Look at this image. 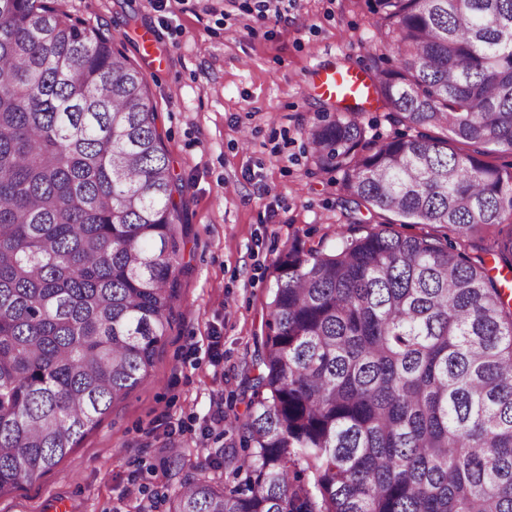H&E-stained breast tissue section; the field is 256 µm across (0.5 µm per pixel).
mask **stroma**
Masks as SVG:
<instances>
[{
    "mask_svg": "<svg viewBox=\"0 0 512 512\" xmlns=\"http://www.w3.org/2000/svg\"><path fill=\"white\" fill-rule=\"evenodd\" d=\"M62 0L108 30L146 77L177 176L185 243L170 328L148 378L51 471L0 494V512H168L184 482L223 478L240 452L248 379L288 241L332 248L348 229L335 175L306 131L337 102L315 67L374 70L376 0ZM155 36L153 57L140 45Z\"/></svg>",
    "mask_w": 512,
    "mask_h": 512,
    "instance_id": "35a3bbf8",
    "label": "stroma"
}]
</instances>
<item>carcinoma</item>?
<instances>
[{
    "instance_id": "obj_1",
    "label": "carcinoma",
    "mask_w": 512,
    "mask_h": 512,
    "mask_svg": "<svg viewBox=\"0 0 512 512\" xmlns=\"http://www.w3.org/2000/svg\"><path fill=\"white\" fill-rule=\"evenodd\" d=\"M371 95L308 129L351 213L386 226L296 239L252 363L234 485L170 512H512V0H378ZM147 82L61 0H0V494L53 469L149 375L182 243ZM491 257L494 266L487 265ZM304 468H298L299 464ZM313 482L304 479L305 472ZM354 103H358L366 109V112H363L362 114V122L366 127L367 135L369 137L374 135L379 136L380 138H387L402 134H414L413 131H410L405 126L393 124L389 119L390 111L385 107H381V105H378L372 99L368 101L340 102L339 105L343 106L345 104ZM357 217L360 218L361 220H363L364 222H367L366 224H362V225H351V227L358 229L356 231L357 235L365 234L366 231H368L369 229H372V228H379L380 227V226H378L379 223H388V222L394 223L391 225V227L395 231H397L403 235H407V236L418 235L425 231H428L433 234H442L440 229L436 228L435 226L426 227V228L422 229V227H423L422 225L399 224L400 222L397 220L398 218L395 215H393L392 213H388V212H385L384 215L381 217L375 216L372 218L371 215L369 213H367L366 210L362 209V212L359 213L357 215Z\"/></svg>"
}]
</instances>
